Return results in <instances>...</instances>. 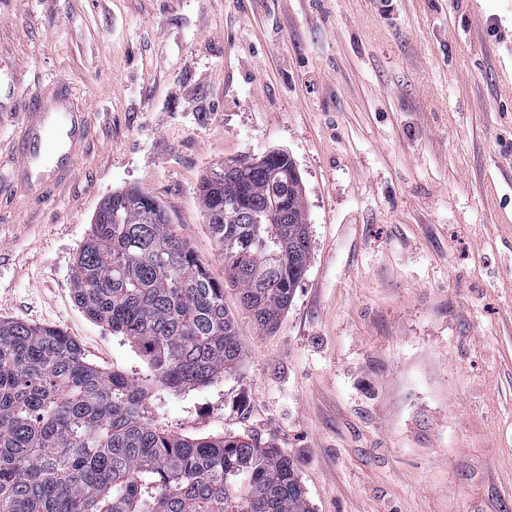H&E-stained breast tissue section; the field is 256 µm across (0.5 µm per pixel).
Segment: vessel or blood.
Listing matches in <instances>:
<instances>
[{
	"instance_id": "1",
	"label": "vessel or blood",
	"mask_w": 512,
	"mask_h": 512,
	"mask_svg": "<svg viewBox=\"0 0 512 512\" xmlns=\"http://www.w3.org/2000/svg\"><path fill=\"white\" fill-rule=\"evenodd\" d=\"M87 107L61 79L47 83L21 122L11 169L14 184L35 197L62 185L85 157L90 140Z\"/></svg>"
}]
</instances>
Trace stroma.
<instances>
[{
    "instance_id": "35a3bbf8",
    "label": "stroma",
    "mask_w": 512,
    "mask_h": 512,
    "mask_svg": "<svg viewBox=\"0 0 512 512\" xmlns=\"http://www.w3.org/2000/svg\"><path fill=\"white\" fill-rule=\"evenodd\" d=\"M0 0L18 103L64 78L90 111L76 173L39 200L8 183L0 116V320L52 327L145 376L79 309L92 217L137 187L215 281L201 180L288 153L311 259L277 328L235 290L237 371L150 386L155 426L279 448L313 512H512V0Z\"/></svg>"
}]
</instances>
